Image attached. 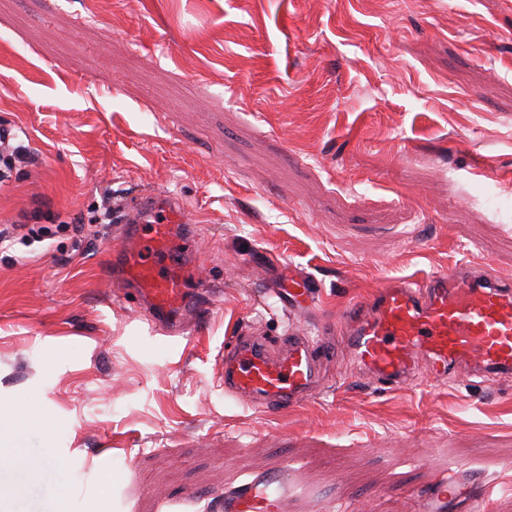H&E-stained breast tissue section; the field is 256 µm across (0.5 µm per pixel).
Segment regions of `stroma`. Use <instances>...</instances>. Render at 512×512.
Masks as SVG:
<instances>
[{
	"label": "stroma",
	"instance_id": "35a3bbf8",
	"mask_svg": "<svg viewBox=\"0 0 512 512\" xmlns=\"http://www.w3.org/2000/svg\"><path fill=\"white\" fill-rule=\"evenodd\" d=\"M0 397L55 421L0 468V512H218L289 463L285 512H512V379L338 382L286 410L224 392V339L317 335L393 279L466 262L512 277V0H0ZM179 197L174 248L213 295L175 335L114 298L106 197ZM322 285L286 313L269 281ZM112 471L110 488L100 475ZM25 155L20 147H12L9 139L5 136L0 137V181L9 177L16 163L24 162ZM460 481L455 471L443 475L425 497L423 512H443L448 503V497H452L458 492Z\"/></svg>",
	"mask_w": 512,
	"mask_h": 512
}]
</instances>
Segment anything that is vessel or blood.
Listing matches in <instances>:
<instances>
[{
    "label": "vessel or blood",
    "mask_w": 512,
    "mask_h": 512,
    "mask_svg": "<svg viewBox=\"0 0 512 512\" xmlns=\"http://www.w3.org/2000/svg\"><path fill=\"white\" fill-rule=\"evenodd\" d=\"M113 220L124 232L112 252V286L134 289L138 303L172 327L184 317L207 315L187 286L184 267L173 262L160 271L141 258L142 225H152L156 251L168 254L186 222L183 207L158 192L115 205ZM269 293L287 312L309 313L321 284L292 272ZM339 323L347 350L378 390L401 388L419 371L435 377L512 376V279L506 277L451 270L392 281L372 300L348 306ZM334 353L323 339L304 333L289 337L278 352L263 337H230L224 342V391L259 408L299 405L324 387V365ZM459 485L456 472L443 475L425 497L423 512H443ZM290 493L282 466L225 492L219 506L222 512H283Z\"/></svg>",
    "instance_id": "b4317fda"
}]
</instances>
